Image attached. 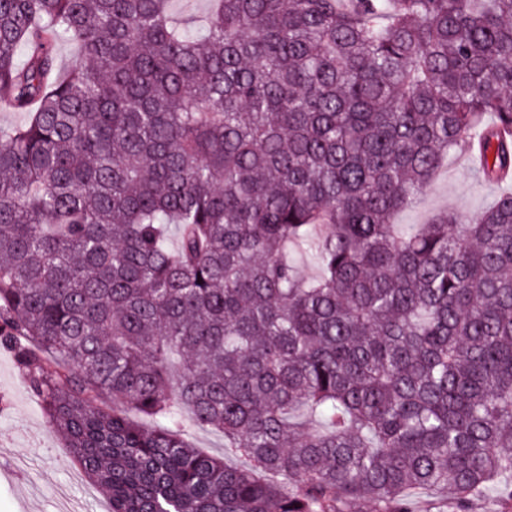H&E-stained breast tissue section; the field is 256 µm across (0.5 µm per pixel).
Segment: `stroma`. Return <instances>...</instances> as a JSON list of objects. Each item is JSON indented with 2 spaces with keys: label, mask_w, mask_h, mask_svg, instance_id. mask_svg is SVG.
Listing matches in <instances>:
<instances>
[{
  "label": "stroma",
  "mask_w": 512,
  "mask_h": 512,
  "mask_svg": "<svg viewBox=\"0 0 512 512\" xmlns=\"http://www.w3.org/2000/svg\"><path fill=\"white\" fill-rule=\"evenodd\" d=\"M480 184L464 159L449 156L400 224H424L447 210L476 219L502 192ZM108 504L73 462L43 405L25 386L13 351L0 346V512H107Z\"/></svg>",
  "instance_id": "obj_1"
}]
</instances>
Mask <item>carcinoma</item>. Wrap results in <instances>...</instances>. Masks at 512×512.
<instances>
[{
    "label": "carcinoma",
    "mask_w": 512,
    "mask_h": 512,
    "mask_svg": "<svg viewBox=\"0 0 512 512\" xmlns=\"http://www.w3.org/2000/svg\"><path fill=\"white\" fill-rule=\"evenodd\" d=\"M0 95V345L111 512H512V191L395 223L512 174V0H0ZM506 189L501 184H479L458 155H450L428 185L419 203L401 212L398 224H426L439 211L448 210L474 220L484 207ZM187 437L197 448L213 455H222L224 438L221 434L195 427H187Z\"/></svg>",
    "instance_id": "obj_1"
}]
</instances>
